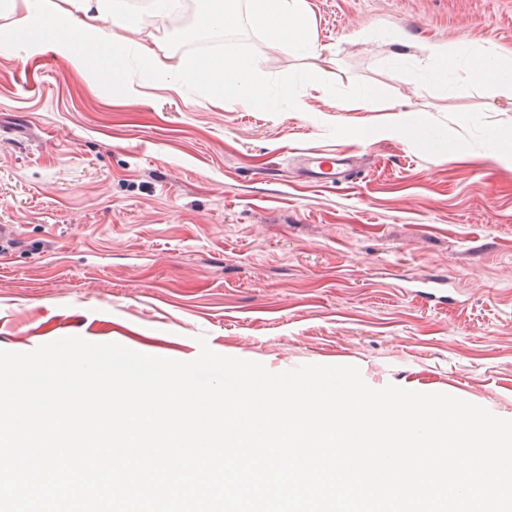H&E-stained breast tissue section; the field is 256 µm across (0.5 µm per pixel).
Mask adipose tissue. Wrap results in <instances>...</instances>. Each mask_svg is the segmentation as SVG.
Returning <instances> with one entry per match:
<instances>
[{
    "label": "adipose tissue",
    "mask_w": 512,
    "mask_h": 512,
    "mask_svg": "<svg viewBox=\"0 0 512 512\" xmlns=\"http://www.w3.org/2000/svg\"><path fill=\"white\" fill-rule=\"evenodd\" d=\"M246 18L262 27L270 43L288 55L319 57L306 0H244L240 8L225 6L224 0H206L197 22L220 39L241 28ZM142 28L141 16L127 10L123 0H0V47L19 56L49 49L73 67L95 71L99 55L108 52L112 76L119 79L125 71V52L131 47L142 68L138 80L125 86L129 98H139L145 88L161 84L199 85L210 99L262 112L277 111L278 98L269 96L251 57L225 54L174 63L157 48L138 41ZM460 63L467 79L484 85L491 97L512 100V57L492 45L475 53L459 43L423 45L416 66L408 70L409 79L414 84L427 80L444 85L449 69ZM404 132L433 155L454 149L452 142L436 136L428 116L413 108L398 109L392 121L375 130L379 137Z\"/></svg>",
    "instance_id": "obj_1"
}]
</instances>
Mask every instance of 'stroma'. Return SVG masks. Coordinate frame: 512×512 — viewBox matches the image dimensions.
<instances>
[{"label": "stroma", "instance_id": "1", "mask_svg": "<svg viewBox=\"0 0 512 512\" xmlns=\"http://www.w3.org/2000/svg\"><path fill=\"white\" fill-rule=\"evenodd\" d=\"M318 59L244 21L224 51L269 82L317 66L305 112H250L191 87L137 100L46 51L0 48V350L68 336L280 372L354 365L364 381L444 392L512 419V166L482 140L512 102L449 74L408 82L421 45L512 54V0H307ZM365 30L362 39L356 30ZM405 32L408 44L395 35ZM367 85L382 109L337 111ZM428 111L459 141L436 158L363 139L389 107ZM363 159L355 186L302 183L300 152Z\"/></svg>", "mask_w": 512, "mask_h": 512}]
</instances>
